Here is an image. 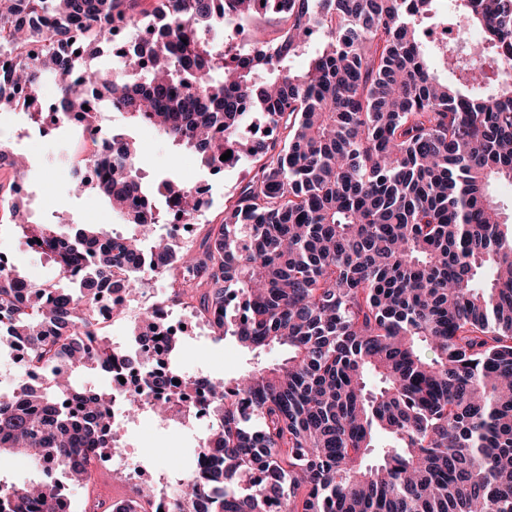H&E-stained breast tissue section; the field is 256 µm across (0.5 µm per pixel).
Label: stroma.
<instances>
[{"instance_id":"35a3bbf8","label":"stroma","mask_w":512,"mask_h":512,"mask_svg":"<svg viewBox=\"0 0 512 512\" xmlns=\"http://www.w3.org/2000/svg\"><path fill=\"white\" fill-rule=\"evenodd\" d=\"M100 124L105 130L121 129L140 143V167L144 182L175 173L187 183L207 186L208 207L201 216L200 226L190 231L193 242H200L203 225L221 223L225 206L234 204L240 183L247 176L246 166L227 168L219 172L203 167L196 155L176 149L155 129L146 125L129 124L118 112H101ZM0 140L12 144L29 158L24 176L35 191L29 207L33 221L58 225L61 232H70L75 224H104L118 233L127 232L128 224L103 197L71 194L64 166L73 156L92 153L93 146L80 130L64 126L51 135H43L29 113L0 111ZM11 255L18 271L26 276L49 282L61 279L58 269L41 254L29 249L24 235L10 218L7 204L0 202V253ZM179 364L190 375L205 374L213 378L231 379L240 374L282 363L288 351L282 347L248 353L230 338L213 335L194 337L185 332L179 347ZM130 448L126 456L129 467L145 466L148 475L163 473L165 459L173 453L192 456L193 431L173 426L157 425L153 416L139 415L137 423L128 427L124 436ZM131 489L125 482L114 479L111 465L95 469L89 486L77 487L72 500L77 512H83L87 502L103 506L129 497Z\"/></svg>"}]
</instances>
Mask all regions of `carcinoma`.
Returning <instances> with one entry per match:
<instances>
[{
    "mask_svg": "<svg viewBox=\"0 0 512 512\" xmlns=\"http://www.w3.org/2000/svg\"><path fill=\"white\" fill-rule=\"evenodd\" d=\"M140 27L168 41L136 43L106 78L85 56L51 45L22 57L0 83L37 87L61 77L56 102L31 100V117L69 112L89 136L103 87L112 109L148 125L212 170L226 151L252 162L237 201L199 248L152 238L168 224L147 199L136 141L122 134L88 158L84 190L120 206L132 231L79 224L70 233L12 221L67 285L30 280L0 259V349L26 343L45 383L0 394V459L22 457L38 482L0 479V512H62L97 458L112 457V393L79 385L112 375V344L92 328L103 287L172 261L175 305L193 301L220 338L256 352L288 347L285 363L230 380L200 375L214 428L203 481L169 459L173 499L208 512H512V222L496 187L512 185V0H154ZM266 3L288 36L257 34L252 54L229 58L200 37ZM136 0H0V47L52 41L50 15L107 41ZM441 16L464 45L426 44ZM476 29L482 39H467ZM318 37L307 67L294 58ZM438 56L450 75L431 65ZM260 113L275 137L245 135ZM156 192L191 215L198 200L176 175ZM145 398L127 403L159 420L180 415L166 375L139 366ZM97 450L89 456L82 448Z\"/></svg>",
    "mask_w": 512,
    "mask_h": 512,
    "instance_id": "cac0c4a2",
    "label": "carcinoma"
}]
</instances>
